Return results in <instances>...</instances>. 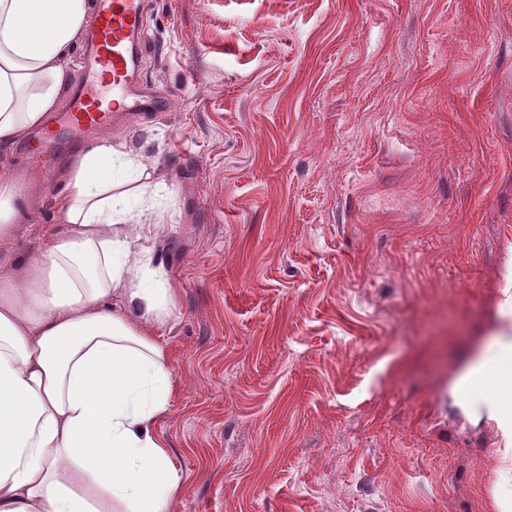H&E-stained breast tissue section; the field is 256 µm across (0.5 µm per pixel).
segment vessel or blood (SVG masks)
<instances>
[{"instance_id":"b4317fda","label":"vessel or blood","mask_w":512,"mask_h":512,"mask_svg":"<svg viewBox=\"0 0 512 512\" xmlns=\"http://www.w3.org/2000/svg\"><path fill=\"white\" fill-rule=\"evenodd\" d=\"M146 0H96L92 32L81 53L74 90L62 110L73 133H89L108 124L113 113L134 107L157 111L159 99L138 94L136 51L143 44ZM111 88L104 96L103 88ZM56 128L37 132L32 149L44 166H51Z\"/></svg>"}]
</instances>
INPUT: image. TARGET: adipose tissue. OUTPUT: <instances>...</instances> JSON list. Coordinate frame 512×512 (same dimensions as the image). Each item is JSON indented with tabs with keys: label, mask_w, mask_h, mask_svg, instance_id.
<instances>
[{
	"label": "adipose tissue",
	"mask_w": 512,
	"mask_h": 512,
	"mask_svg": "<svg viewBox=\"0 0 512 512\" xmlns=\"http://www.w3.org/2000/svg\"><path fill=\"white\" fill-rule=\"evenodd\" d=\"M88 0H0V149L54 111ZM151 175L123 145L87 152L56 199L63 222L0 277V512H171L181 491L154 427L178 386L154 328L174 300L139 239H158ZM31 208L0 181V244ZM502 326L455 384L473 423L512 447V291Z\"/></svg>",
	"instance_id": "adipose-tissue-1"
}]
</instances>
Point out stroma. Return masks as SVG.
Instances as JSON below:
<instances>
[{
    "mask_svg": "<svg viewBox=\"0 0 512 512\" xmlns=\"http://www.w3.org/2000/svg\"><path fill=\"white\" fill-rule=\"evenodd\" d=\"M161 111L87 137L155 168L180 391L173 512H499L451 389L512 262V0H148ZM0 155L34 221L66 163Z\"/></svg>",
    "mask_w": 512,
    "mask_h": 512,
    "instance_id": "35a3bbf8",
    "label": "stroma"
}]
</instances>
